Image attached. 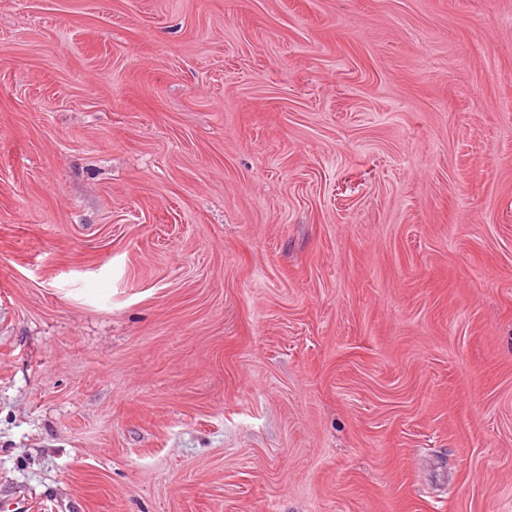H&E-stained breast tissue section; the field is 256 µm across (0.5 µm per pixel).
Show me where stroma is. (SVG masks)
Wrapping results in <instances>:
<instances>
[{
	"label": "stroma",
	"instance_id": "35a3bbf8",
	"mask_svg": "<svg viewBox=\"0 0 512 512\" xmlns=\"http://www.w3.org/2000/svg\"><path fill=\"white\" fill-rule=\"evenodd\" d=\"M512 512V0H0V512Z\"/></svg>",
	"mask_w": 512,
	"mask_h": 512
}]
</instances>
